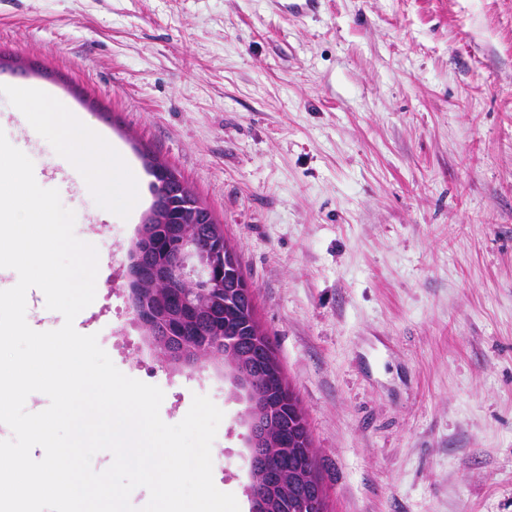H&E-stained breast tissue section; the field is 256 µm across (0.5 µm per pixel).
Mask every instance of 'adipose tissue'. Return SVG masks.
<instances>
[{
  "mask_svg": "<svg viewBox=\"0 0 512 512\" xmlns=\"http://www.w3.org/2000/svg\"><path fill=\"white\" fill-rule=\"evenodd\" d=\"M16 93L22 101L37 102L34 121L53 132L60 147L76 164L86 169L91 188L107 194L115 188L124 190L129 205L138 206L132 176L117 178V158L112 143L98 134L90 116L70 111L58 100L29 85L17 86Z\"/></svg>",
  "mask_w": 512,
  "mask_h": 512,
  "instance_id": "1",
  "label": "adipose tissue"
}]
</instances>
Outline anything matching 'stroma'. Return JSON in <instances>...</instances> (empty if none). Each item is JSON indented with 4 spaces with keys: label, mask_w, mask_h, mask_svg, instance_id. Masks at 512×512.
<instances>
[{
    "label": "stroma",
    "mask_w": 512,
    "mask_h": 512,
    "mask_svg": "<svg viewBox=\"0 0 512 512\" xmlns=\"http://www.w3.org/2000/svg\"><path fill=\"white\" fill-rule=\"evenodd\" d=\"M0 130L98 251L74 320L251 512L248 403L162 357L130 254L171 167L222 224L307 421L327 512H512V0H0ZM90 115L145 189L87 186L15 87Z\"/></svg>",
    "instance_id": "1"
}]
</instances>
